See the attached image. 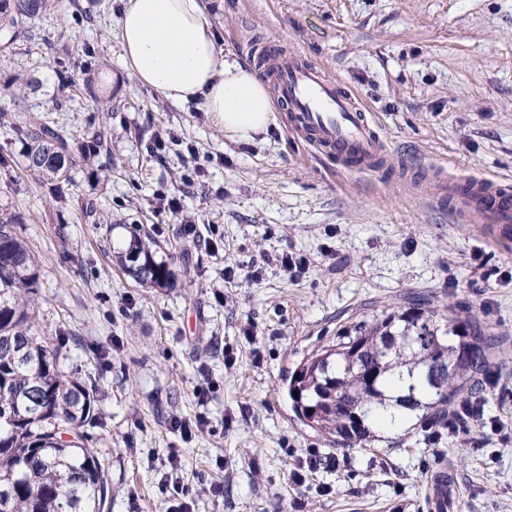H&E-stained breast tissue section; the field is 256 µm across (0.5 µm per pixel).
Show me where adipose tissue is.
I'll use <instances>...</instances> for the list:
<instances>
[{"label":"adipose tissue","mask_w":512,"mask_h":512,"mask_svg":"<svg viewBox=\"0 0 512 512\" xmlns=\"http://www.w3.org/2000/svg\"><path fill=\"white\" fill-rule=\"evenodd\" d=\"M118 37L138 82L172 105L201 104L228 138L253 140L275 122L266 85L225 59L204 0H120Z\"/></svg>","instance_id":"adipose-tissue-1"}]
</instances>
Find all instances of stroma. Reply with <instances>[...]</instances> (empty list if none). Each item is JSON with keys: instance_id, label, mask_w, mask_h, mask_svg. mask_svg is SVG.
<instances>
[{"instance_id": "obj_1", "label": "stroma", "mask_w": 512, "mask_h": 512, "mask_svg": "<svg viewBox=\"0 0 512 512\" xmlns=\"http://www.w3.org/2000/svg\"><path fill=\"white\" fill-rule=\"evenodd\" d=\"M227 60L248 65L253 44L303 53L345 83L380 126L400 164L350 171L292 143L287 115L249 142L225 137L199 104L171 105L125 68L119 0H58L28 52L0 55V87L36 84L28 109L59 121L69 141L108 122L112 162L98 179L72 172L58 204L18 165L22 144L0 129V211L43 272L36 335L64 371L97 382L101 399L84 434L112 486L110 512H428V482L447 467L453 512H512V440L478 429L429 439L376 431L366 447L333 444L297 419L289 377L301 360L359 320L403 308L421 293L462 305L495 337L486 413H512V240L459 223L434 199L437 170L512 183V0H206ZM90 47L93 58H50L41 39ZM91 65L97 97L61 100L55 69ZM170 137L162 159L148 147ZM180 196L195 218L157 207ZM93 202L104 224L82 217ZM140 237L175 273L144 288L113 246ZM215 236L217 251L205 248ZM310 264L291 281L275 255ZM239 265L232 283L224 267ZM204 414L183 439L170 423ZM175 485L161 489L168 451ZM321 464L304 483L290 473ZM157 204L164 209L167 208L171 213L181 217V224H183L184 233L186 235L193 234L196 229L195 221L192 216L185 213L181 198L176 196H162L157 198Z\"/></svg>"}]
</instances>
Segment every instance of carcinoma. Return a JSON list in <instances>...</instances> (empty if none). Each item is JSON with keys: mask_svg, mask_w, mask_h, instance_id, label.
Wrapping results in <instances>:
<instances>
[{"mask_svg": "<svg viewBox=\"0 0 512 512\" xmlns=\"http://www.w3.org/2000/svg\"><path fill=\"white\" fill-rule=\"evenodd\" d=\"M52 0H0V54L18 50L30 27L50 13ZM59 95H96L97 80L78 79L66 67L56 71ZM18 75L3 87L17 110L26 108ZM0 126L24 143L22 170L51 186L65 201L58 180L81 164L97 173L95 159L110 154V128L99 125L77 144L68 143L54 121L26 122L0 113ZM17 214L0 217V512H104L108 473L98 451L80 431L99 402L93 381L63 374L56 353L31 332L41 265L19 237ZM120 262L135 280L166 287L169 264L152 249L131 241ZM430 340L423 342L421 337ZM492 337L452 306L438 308L424 296L400 313L375 316L336 336L306 358L289 379L294 411L319 409L318 431L348 447L365 446L370 423L388 408L416 418L441 420L476 395L477 375L489 370Z\"/></svg>", "mask_w": 512, "mask_h": 512, "instance_id": "carcinoma-1", "label": "carcinoma"}]
</instances>
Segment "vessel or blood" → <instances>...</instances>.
<instances>
[{
  "instance_id": "b4317fda",
  "label": "vessel or blood",
  "mask_w": 512,
  "mask_h": 512,
  "mask_svg": "<svg viewBox=\"0 0 512 512\" xmlns=\"http://www.w3.org/2000/svg\"><path fill=\"white\" fill-rule=\"evenodd\" d=\"M252 58L258 63L260 78L289 112L291 136L356 171L375 169L387 156L384 139L354 94L323 68L273 44L255 46ZM433 191L452 201L461 221L493 224L500 237L512 235V189L477 177L451 180L440 173ZM445 480L441 471L431 484V512H447Z\"/></svg>"
}]
</instances>
